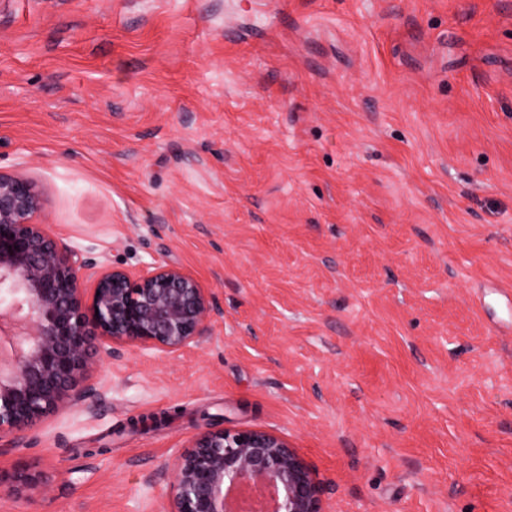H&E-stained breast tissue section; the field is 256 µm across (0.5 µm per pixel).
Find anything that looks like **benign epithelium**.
I'll return each mask as SVG.
<instances>
[{
  "label": "benign epithelium",
  "mask_w": 512,
  "mask_h": 512,
  "mask_svg": "<svg viewBox=\"0 0 512 512\" xmlns=\"http://www.w3.org/2000/svg\"><path fill=\"white\" fill-rule=\"evenodd\" d=\"M42 197L29 178L0 171V439L96 392L75 390L99 341L173 355L197 343L213 306L174 263L137 274L59 244L37 222ZM254 484L272 507L322 512L315 471L283 438L262 429L199 434L178 453L167 512H231L230 495Z\"/></svg>",
  "instance_id": "7a95c632"
}]
</instances>
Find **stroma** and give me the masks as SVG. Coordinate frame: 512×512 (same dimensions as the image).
<instances>
[{
  "mask_svg": "<svg viewBox=\"0 0 512 512\" xmlns=\"http://www.w3.org/2000/svg\"><path fill=\"white\" fill-rule=\"evenodd\" d=\"M0 170L62 244L212 296L0 439V512H165L206 428L324 512H512V0H0ZM166 412L160 428L131 418Z\"/></svg>",
  "mask_w": 512,
  "mask_h": 512,
  "instance_id": "obj_1",
  "label": "stroma"
}]
</instances>
